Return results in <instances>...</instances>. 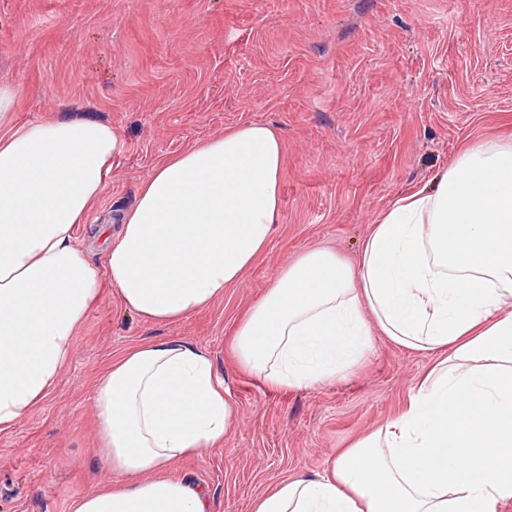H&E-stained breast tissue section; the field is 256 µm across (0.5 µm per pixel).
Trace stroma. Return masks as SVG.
<instances>
[{
    "label": "stroma",
    "mask_w": 512,
    "mask_h": 512,
    "mask_svg": "<svg viewBox=\"0 0 512 512\" xmlns=\"http://www.w3.org/2000/svg\"><path fill=\"white\" fill-rule=\"evenodd\" d=\"M15 118H85L126 140L90 223L128 208L161 158L259 121L284 140L281 219L223 301L157 325L104 289L51 395L0 433V512H73L111 473L93 386L112 357L179 337L205 350L237 413L223 447L178 461L216 512L321 471L358 436L399 418L434 356L373 336L335 380L274 389L231 350L236 325L282 266L324 245L358 265L377 217L474 142L512 143V0H0V81Z\"/></svg>",
    "instance_id": "1"
}]
</instances>
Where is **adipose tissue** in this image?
Listing matches in <instances>:
<instances>
[{"instance_id": "obj_1", "label": "adipose tissue", "mask_w": 512, "mask_h": 512, "mask_svg": "<svg viewBox=\"0 0 512 512\" xmlns=\"http://www.w3.org/2000/svg\"><path fill=\"white\" fill-rule=\"evenodd\" d=\"M0 81V433L47 398L103 286L166 325L212 306L266 249L281 214L284 142L247 122L156 163L100 261L77 236L125 150L110 124L14 123ZM382 336L436 356L401 417L324 472L296 475L253 512H495L512 498V145L470 146L399 198L358 266L314 247L284 266L238 324L242 368L277 388L335 380ZM107 486L73 512H214L172 464L221 447L236 406L210 355L178 338L134 345L94 384Z\"/></svg>"}]
</instances>
